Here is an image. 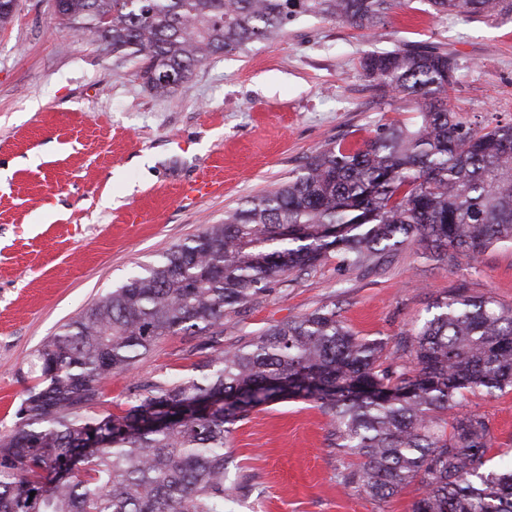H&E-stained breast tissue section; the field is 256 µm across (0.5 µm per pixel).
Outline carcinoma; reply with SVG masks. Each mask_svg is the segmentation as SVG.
<instances>
[{"instance_id": "1", "label": "carcinoma", "mask_w": 512, "mask_h": 512, "mask_svg": "<svg viewBox=\"0 0 512 512\" xmlns=\"http://www.w3.org/2000/svg\"><path fill=\"white\" fill-rule=\"evenodd\" d=\"M436 16L512 15V0H427ZM398 0H61L55 20L139 64L161 95L207 59L277 36L300 17L374 30ZM371 86L419 106L363 148L330 144L276 189L224 212L83 310L38 351L35 383L0 437V512H233L245 487L224 452L257 407L308 399L335 446L360 459L347 483L386 499L416 482L412 512H512V462L484 471V417L463 392L512 386V308L459 289L386 350L321 308L192 365L142 380L112 412L105 384L163 336H222L224 316L276 278L330 254L362 266L418 243L454 265L512 244V124L473 127L448 107L455 64L437 46L373 51Z\"/></svg>"}]
</instances>
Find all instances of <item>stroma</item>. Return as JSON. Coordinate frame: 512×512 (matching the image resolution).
Here are the masks:
<instances>
[{"mask_svg":"<svg viewBox=\"0 0 512 512\" xmlns=\"http://www.w3.org/2000/svg\"><path fill=\"white\" fill-rule=\"evenodd\" d=\"M404 45L453 57L448 100L464 120L512 123V16H435L426 0H401L372 32L300 18L204 61L184 90L160 96L132 63L55 25L49 0H19L0 29V431L16 420L38 350L101 295L286 181L316 150L337 140L357 149L378 126L415 121L416 105L380 97L360 67L365 54ZM205 169L220 192H194ZM460 288L512 306V245L452 268L418 245L369 266L329 256L225 318L220 346L327 306L392 350L436 298ZM215 349L197 336L163 337L106 393L119 402L136 381L188 378ZM464 406L490 426L487 469L511 460L512 389L467 393ZM227 452L231 476L253 485L235 512H411L419 497L413 484L384 500L348 485L357 459L335 447L307 400L254 409Z\"/></svg>","mask_w":512,"mask_h":512,"instance_id":"1","label":"stroma"}]
</instances>
